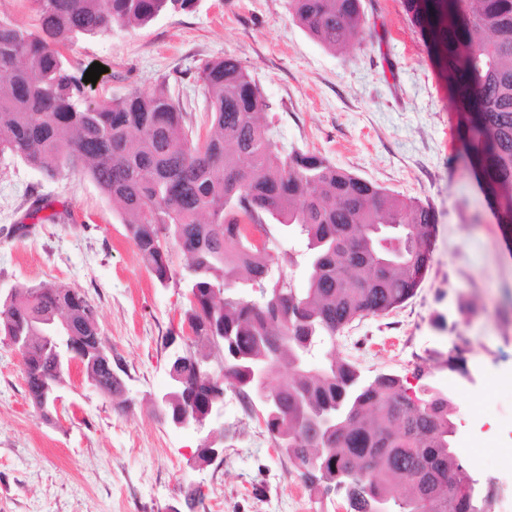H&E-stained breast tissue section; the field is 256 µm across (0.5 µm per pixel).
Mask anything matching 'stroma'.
<instances>
[{"label":"stroma","mask_w":512,"mask_h":512,"mask_svg":"<svg viewBox=\"0 0 512 512\" xmlns=\"http://www.w3.org/2000/svg\"><path fill=\"white\" fill-rule=\"evenodd\" d=\"M361 44L322 47L296 25L287 0H194L143 29L114 28L65 48L84 76L105 66L103 97L150 92L161 81L182 92L195 130L209 122L196 86L207 60L236 57L259 85L276 137L435 212L431 266L416 295L384 317L354 322L327 339L315 364L339 357L367 378L389 372L415 386L451 389L457 441L482 424L512 420V228L494 209L461 150L444 72L401 0H362ZM47 206L25 214L34 197ZM273 272L307 285L306 240L267 224ZM65 284L98 309L102 334L127 372L135 405L117 414L81 366L63 378L61 402L43 418L29 400L20 355L0 344V512H166L200 490L197 512H349L344 493L310 491L275 448L257 412L233 391L222 421L224 456L191 467L190 431L161 422L152 398L165 392L171 333L182 299L160 287L128 238L124 218L89 177L49 179L0 157V299L22 285ZM461 354L476 381L442 368Z\"/></svg>","instance_id":"35a3bbf8"}]
</instances>
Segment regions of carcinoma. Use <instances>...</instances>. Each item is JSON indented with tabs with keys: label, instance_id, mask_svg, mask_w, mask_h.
Masks as SVG:
<instances>
[{
	"label": "carcinoma",
	"instance_id": "carcinoma-1",
	"mask_svg": "<svg viewBox=\"0 0 512 512\" xmlns=\"http://www.w3.org/2000/svg\"><path fill=\"white\" fill-rule=\"evenodd\" d=\"M34 28L0 17V156L48 177H90L124 216L127 233L163 288L182 290L183 322L195 345L220 348L223 380L251 409L253 373L270 368L265 412L270 440L286 449L301 480L344 488L351 512H371L378 496L414 512L396 493L418 476L438 512H472L463 493L472 465L459 457L450 397L412 401L399 376L361 377L346 359L313 366L325 338L366 317L386 315L411 299L430 267L432 208L402 199L331 165L321 155L289 150L270 132L266 102L241 63L226 57L199 70L210 129L187 126L180 97L166 83L151 93L103 98L74 75L60 46L108 36L114 27H146L191 7L193 0H33ZM412 24L444 66L456 102L462 149L496 208L512 225V0H402ZM294 21L320 45L362 41L361 0H288ZM274 220L307 240L305 288L269 282L272 256L242 224ZM187 260L174 267L172 251ZM259 288V296L253 289ZM87 296L63 284L23 286L0 301V337L22 357L28 395L46 416L54 410L69 360L113 408L126 396L121 358L99 353L85 326ZM209 355L195 348L175 366L170 419L210 416L224 384L202 372ZM290 378L275 381L282 367ZM336 414V426L314 427ZM371 461L366 478L360 462Z\"/></svg>",
	"mask_w": 512,
	"mask_h": 512
}]
</instances>
